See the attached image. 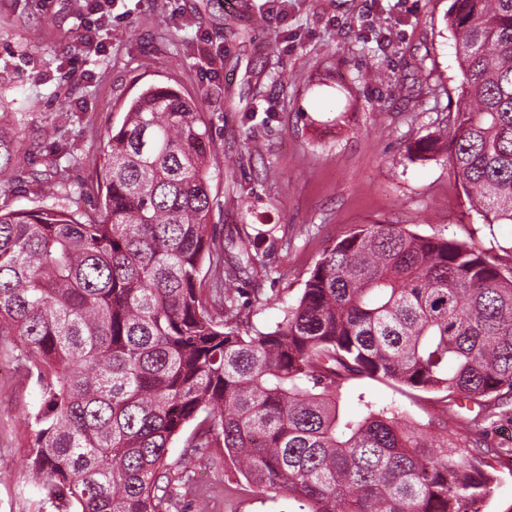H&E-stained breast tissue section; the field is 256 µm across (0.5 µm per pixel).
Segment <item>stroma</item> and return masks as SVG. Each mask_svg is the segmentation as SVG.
<instances>
[{
    "label": "stroma",
    "mask_w": 512,
    "mask_h": 512,
    "mask_svg": "<svg viewBox=\"0 0 512 512\" xmlns=\"http://www.w3.org/2000/svg\"><path fill=\"white\" fill-rule=\"evenodd\" d=\"M450 0H117L86 53L84 0H0V130L19 132L22 180L0 174L11 208L80 193L94 210L103 140L142 86L172 85L196 101L217 144L212 221L225 236L266 232L262 298L239 294L241 317L263 328L299 297L310 269L364 224H401L476 245L512 267V224L488 225L445 157L407 148L444 128L461 81L445 29ZM67 108H60V101ZM69 153L66 186L44 181ZM376 401H403L412 421L437 417L428 394L404 398L376 381ZM41 403L14 355L0 356V512H49L27 468L24 411ZM489 425L501 449L487 512H512V396ZM210 512H290L286 499L241 490L240 473L210 449L201 462Z\"/></svg>",
    "instance_id": "stroma-1"
}]
</instances>
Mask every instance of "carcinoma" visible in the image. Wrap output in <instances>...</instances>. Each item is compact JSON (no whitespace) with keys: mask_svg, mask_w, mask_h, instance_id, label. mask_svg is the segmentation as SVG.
Listing matches in <instances>:
<instances>
[{"mask_svg":"<svg viewBox=\"0 0 512 512\" xmlns=\"http://www.w3.org/2000/svg\"><path fill=\"white\" fill-rule=\"evenodd\" d=\"M462 81L448 128L417 140L488 224H512V0H451ZM18 141L0 132V173ZM216 144L193 100L151 84L108 131L99 211L0 204V340L42 402L24 414L52 512H179L203 448L296 512H485L486 410L512 393V271L450 236L366 224L325 251L274 327L242 326L263 236L219 240ZM213 271L204 288L203 266ZM467 401L474 434L431 436L362 380ZM194 425L183 451L169 448Z\"/></svg>","mask_w":512,"mask_h":512,"instance_id":"1","label":"carcinoma"}]
</instances>
